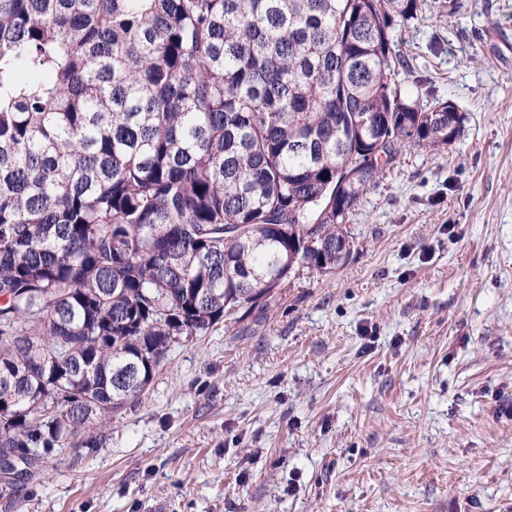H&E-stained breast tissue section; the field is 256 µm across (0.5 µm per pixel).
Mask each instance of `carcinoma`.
<instances>
[{
  "label": "carcinoma",
  "mask_w": 512,
  "mask_h": 512,
  "mask_svg": "<svg viewBox=\"0 0 512 512\" xmlns=\"http://www.w3.org/2000/svg\"><path fill=\"white\" fill-rule=\"evenodd\" d=\"M418 0H0V496L138 400L171 348L344 267L410 147Z\"/></svg>",
  "instance_id": "cac0c4a2"
}]
</instances>
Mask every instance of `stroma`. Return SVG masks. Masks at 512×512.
I'll use <instances>...</instances> for the list:
<instances>
[{"label": "stroma", "mask_w": 512, "mask_h": 512, "mask_svg": "<svg viewBox=\"0 0 512 512\" xmlns=\"http://www.w3.org/2000/svg\"><path fill=\"white\" fill-rule=\"evenodd\" d=\"M402 89L464 133L362 195L355 248L174 345L95 451L0 512H512V0H420Z\"/></svg>", "instance_id": "1"}]
</instances>
